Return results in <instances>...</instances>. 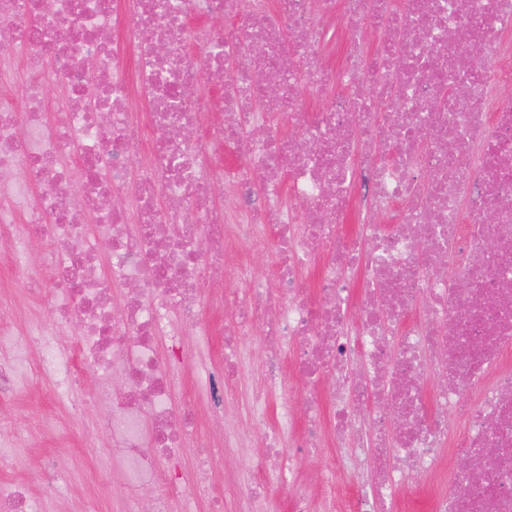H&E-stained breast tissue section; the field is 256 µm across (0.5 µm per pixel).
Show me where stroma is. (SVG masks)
<instances>
[{
	"mask_svg": "<svg viewBox=\"0 0 512 512\" xmlns=\"http://www.w3.org/2000/svg\"><path fill=\"white\" fill-rule=\"evenodd\" d=\"M204 330L186 339V383L183 393L197 402L202 431L210 429V409L205 386L212 372L224 363V323L228 311L205 307ZM264 343L254 337L236 381L224 390V420L242 435V448L211 457L208 461L216 487L224 494L225 512H238L237 492L249 481L248 467L261 453L252 437L250 418L244 407L247 392L262 379ZM23 392L1 412L33 428L32 439L14 453L11 468L0 470V482L25 483L34 497L54 494L57 512H79L89 500H98L100 512H121L140 497V490L118 479L121 455L112 446L105 428L112 409L95 406L83 417L71 418L65 402L54 400L40 382L23 379ZM64 461L55 475H47L43 463L49 458Z\"/></svg>",
	"mask_w": 512,
	"mask_h": 512,
	"instance_id": "obj_1",
	"label": "stroma"
}]
</instances>
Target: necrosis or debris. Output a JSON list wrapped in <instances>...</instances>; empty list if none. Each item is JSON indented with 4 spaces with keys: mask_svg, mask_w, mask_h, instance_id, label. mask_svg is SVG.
Returning <instances> with one entry per match:
<instances>
[{
    "mask_svg": "<svg viewBox=\"0 0 512 512\" xmlns=\"http://www.w3.org/2000/svg\"><path fill=\"white\" fill-rule=\"evenodd\" d=\"M196 17L204 25L189 26ZM372 30L385 39L370 51ZM511 30L512 0H0L8 274L52 306L21 329L0 307V402L18 397L25 364L73 414L111 400L112 444L145 491L138 512H188L183 477L168 476L162 495L157 478L174 456L241 447L224 423V385L259 335L255 502L333 445L372 451L352 512H393L410 472L432 489L429 512H512ZM471 43L487 66L471 63ZM204 77L223 90L208 125L209 103L193 93ZM52 84L64 91L56 106ZM309 91L323 94L313 111ZM273 115L293 121V136L272 129ZM236 144L238 167L214 165L211 148ZM286 190L295 205H279ZM91 226L110 265L87 243ZM35 238L50 246L33 262ZM236 245L273 249L265 277L231 259ZM461 254L473 261L456 282L448 264ZM227 278L207 442L195 405L175 396L183 339L203 325L202 285ZM74 323L75 349L60 341ZM287 352L308 382L301 430L291 406L266 418ZM85 367L98 376L89 401L76 396ZM116 375L125 386L114 396ZM487 448L500 456L475 468L444 461ZM351 477L346 463L324 466L290 512H324Z\"/></svg>",
    "mask_w": 512,
    "mask_h": 512,
    "instance_id": "1",
    "label": "necrosis or debris"
}]
</instances>
